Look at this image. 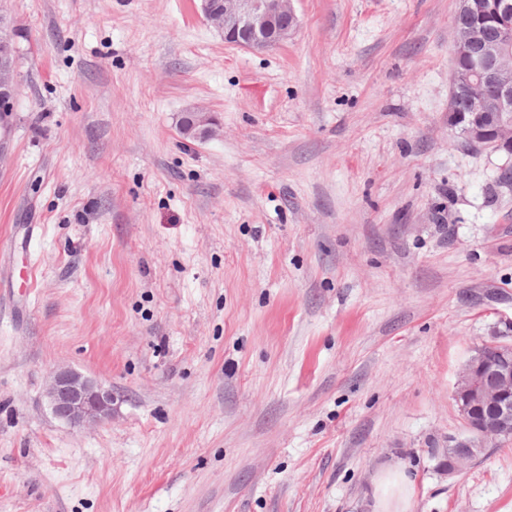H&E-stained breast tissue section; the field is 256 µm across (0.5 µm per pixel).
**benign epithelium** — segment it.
<instances>
[{
	"label": "benign epithelium",
	"instance_id": "7a95c632",
	"mask_svg": "<svg viewBox=\"0 0 512 512\" xmlns=\"http://www.w3.org/2000/svg\"><path fill=\"white\" fill-rule=\"evenodd\" d=\"M293 0H201L205 19L224 34V42L248 50L278 46L295 32L298 19ZM486 0H459L456 17L481 15ZM474 58L473 67L452 68L453 87H468L476 115L467 128L469 141L512 155V25L503 21L493 45L466 26L454 29L452 56ZM16 92L15 64L0 55V154L10 138L9 117ZM184 129L208 139L219 134L213 119L203 111L184 114ZM499 362L490 368L477 349L465 365L453 394L465 431L448 440L446 474L465 471L488 447L512 437V344L493 342ZM45 396L53 415L79 428L90 427L112 417V389L72 369L58 367L50 375ZM488 408L491 423L476 417V409Z\"/></svg>",
	"mask_w": 512,
	"mask_h": 512
}]
</instances>
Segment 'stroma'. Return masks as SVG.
I'll list each match as a JSON object with an SVG mask.
<instances>
[{
  "label": "stroma",
  "instance_id": "obj_1",
  "mask_svg": "<svg viewBox=\"0 0 512 512\" xmlns=\"http://www.w3.org/2000/svg\"><path fill=\"white\" fill-rule=\"evenodd\" d=\"M278 47L198 0H0V512H512L453 394L512 343L506 158L448 110L458 0H295ZM209 112L218 137L180 129ZM68 366L112 417L55 419ZM13 26L10 20L0 16V154L5 151L6 141L10 138L9 117L13 112L12 100L16 92L15 64L6 56L5 48L11 41ZM13 31L12 46L15 59ZM413 479L405 471L391 467L378 470L374 477L373 512H408Z\"/></svg>",
  "mask_w": 512,
  "mask_h": 512
}]
</instances>
